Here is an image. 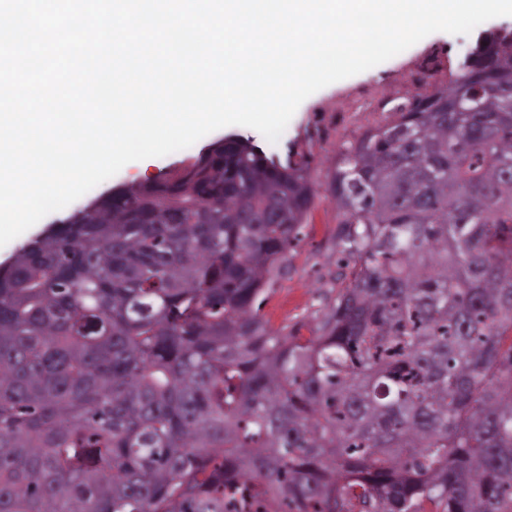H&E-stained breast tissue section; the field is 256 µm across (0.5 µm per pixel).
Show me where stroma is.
Wrapping results in <instances>:
<instances>
[{
	"label": "stroma",
	"instance_id": "1",
	"mask_svg": "<svg viewBox=\"0 0 512 512\" xmlns=\"http://www.w3.org/2000/svg\"><path fill=\"white\" fill-rule=\"evenodd\" d=\"M510 25L512 16H504L480 24L467 35L432 33L388 61L322 88L301 103L277 142L267 141L248 127L227 126L167 156L128 163L77 199L75 205L46 215L0 247V263H8L22 245L64 220L75 207L86 206L115 188H134L181 173L203 151L234 133L251 139L267 156L280 161H309L313 204L300 240L288 254L287 274L268 289L262 305L272 327L288 326L309 335L316 326L317 310L334 298L342 273L336 245L340 209L331 192L342 153L370 129L391 120L402 106L448 89L465 50L475 46L484 33Z\"/></svg>",
	"mask_w": 512,
	"mask_h": 512
}]
</instances>
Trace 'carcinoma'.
<instances>
[{"label":"carcinoma","mask_w":512,"mask_h":512,"mask_svg":"<svg viewBox=\"0 0 512 512\" xmlns=\"http://www.w3.org/2000/svg\"><path fill=\"white\" fill-rule=\"evenodd\" d=\"M510 95L495 44L345 149L348 263L309 337L260 306L313 188L245 139L25 243L0 512H512Z\"/></svg>","instance_id":"obj_1"}]
</instances>
